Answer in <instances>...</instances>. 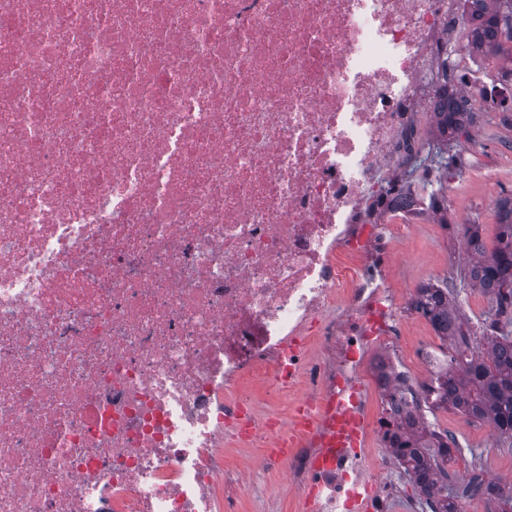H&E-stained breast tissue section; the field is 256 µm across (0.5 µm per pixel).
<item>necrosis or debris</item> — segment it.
I'll list each match as a JSON object with an SVG mask.
<instances>
[{
    "label": "necrosis or debris",
    "mask_w": 512,
    "mask_h": 512,
    "mask_svg": "<svg viewBox=\"0 0 512 512\" xmlns=\"http://www.w3.org/2000/svg\"><path fill=\"white\" fill-rule=\"evenodd\" d=\"M458 0H0V512L403 500L442 333L407 348L380 193L447 100L512 118ZM380 445L366 447L369 437ZM302 497L285 473L256 470L252 492L244 499L242 512H307L301 510Z\"/></svg>",
    "instance_id": "4bbe7bcc"
}]
</instances>
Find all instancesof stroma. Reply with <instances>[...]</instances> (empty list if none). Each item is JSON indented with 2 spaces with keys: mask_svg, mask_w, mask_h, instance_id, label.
<instances>
[{
  "mask_svg": "<svg viewBox=\"0 0 512 512\" xmlns=\"http://www.w3.org/2000/svg\"><path fill=\"white\" fill-rule=\"evenodd\" d=\"M479 142L469 148L460 140L451 148L462 167L461 175L448 182L445 189L448 208L441 211L440 227L416 223L407 233L394 237L388 244L398 262L396 290L415 288L432 281L442 282L467 268L469 256L463 248L455 225L459 217L481 225L491 232L496 222L495 203L512 196V153L501 151L504 143L512 144V126L493 124L486 130H472L470 139ZM442 425L458 428L462 448L455 452L449 471L460 478L469 474H486L488 480L512 476V443L497 438L488 424L470 429L464 417L451 409L439 412ZM256 450L230 448L226 451L230 466L254 468L252 492L243 501V512H302V493L283 473L257 469Z\"/></svg>",
  "mask_w": 512,
  "mask_h": 512,
  "instance_id": "1",
  "label": "stroma"
}]
</instances>
